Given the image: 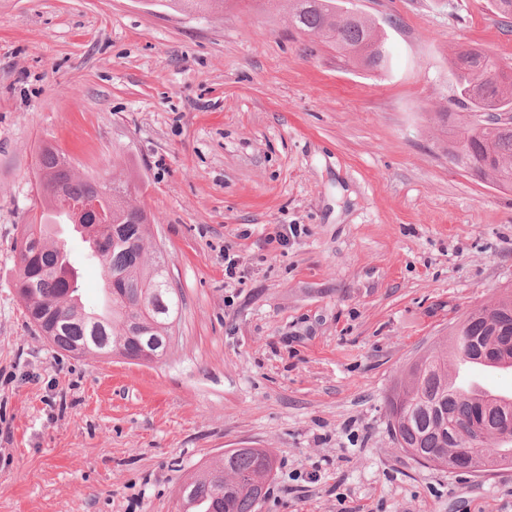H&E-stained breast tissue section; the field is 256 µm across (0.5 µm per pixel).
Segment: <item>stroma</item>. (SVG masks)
Instances as JSON below:
<instances>
[{"instance_id":"stroma-1","label":"stroma","mask_w":512,"mask_h":512,"mask_svg":"<svg viewBox=\"0 0 512 512\" xmlns=\"http://www.w3.org/2000/svg\"><path fill=\"white\" fill-rule=\"evenodd\" d=\"M351 7L387 68L300 35L286 0H0V512H179L199 464L246 447L277 461L258 512H512V467L421 465L387 418L407 364L512 289V189L452 164L441 119L454 52L512 62V27L490 0ZM45 145L135 183L182 297L164 358L73 356L29 323L15 247ZM151 5L183 15H206L214 10L224 11L227 0H151Z\"/></svg>"}]
</instances>
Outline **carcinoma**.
Segmentation results:
<instances>
[{"mask_svg":"<svg viewBox=\"0 0 512 512\" xmlns=\"http://www.w3.org/2000/svg\"><path fill=\"white\" fill-rule=\"evenodd\" d=\"M152 5L183 15L224 10L227 0H151ZM292 26L325 40L345 57L369 70L385 67L388 56L378 28L360 15H349L336 0H289ZM457 95L443 113L458 128L448 155L459 167L512 188V126L499 128L476 121L486 109L512 112V66L487 51L461 49L450 60ZM36 193L42 213L38 224L24 225L17 249L18 264L31 262L26 285L15 284L30 322L57 350L74 355L94 354L128 361L152 362L165 356L151 345L164 339L177 320L181 296L170 286L167 258L161 251L147 255L150 218L130 203L131 181L112 183L77 177L59 152L41 147L35 155ZM95 199L112 215L100 230L98 256L104 276L107 308L93 312L70 287L66 252L51 225L71 221L63 202ZM512 335V290L488 306L468 312L449 336L407 369L389 396V425L396 445L414 458L448 470L464 471L455 458L453 429L478 424L491 431L512 403L477 399L450 384L451 366L461 356L484 357L502 336ZM471 455L493 470L512 465V437H491L469 446ZM276 460L264 448H233L201 464L179 487L181 512H256L272 480Z\"/></svg>","mask_w":512,"mask_h":512,"instance_id":"1","label":"carcinoma"}]
</instances>
